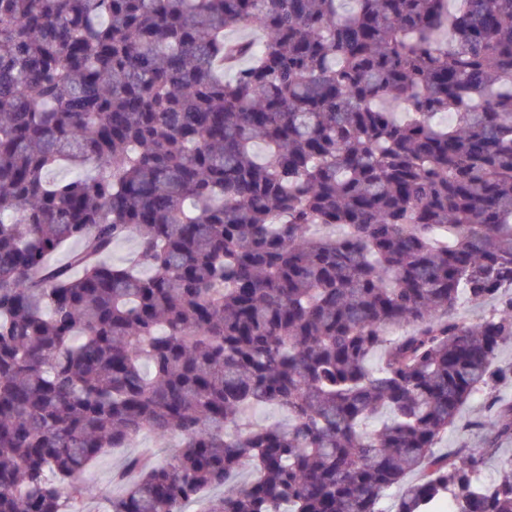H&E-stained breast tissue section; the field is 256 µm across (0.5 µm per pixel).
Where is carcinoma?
<instances>
[{"label": "carcinoma", "instance_id": "1", "mask_svg": "<svg viewBox=\"0 0 512 512\" xmlns=\"http://www.w3.org/2000/svg\"><path fill=\"white\" fill-rule=\"evenodd\" d=\"M351 2L0 0V512H512V0ZM485 392L473 397L461 410L456 426L448 429V436L439 445L440 448H457L464 444L467 448H482L486 432L469 426L470 421L484 415ZM179 441L178 435H171L161 442L152 433L144 432L131 448H107L92 468L83 474L81 481L86 487L83 507L97 512L108 498L119 492L120 487L112 481V476L123 468L128 457L144 454L151 456L153 461H162ZM153 448L162 450L154 453Z\"/></svg>", "mask_w": 512, "mask_h": 512}]
</instances>
